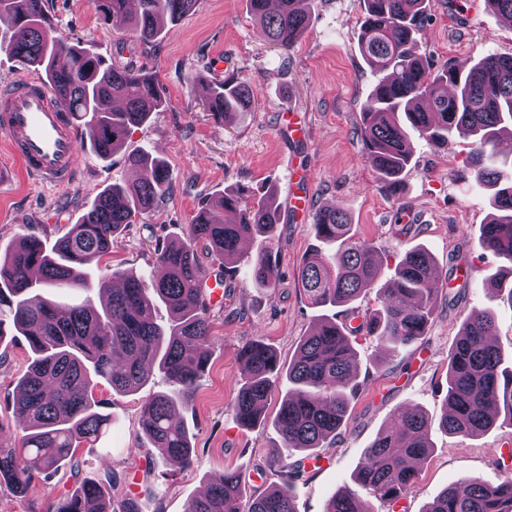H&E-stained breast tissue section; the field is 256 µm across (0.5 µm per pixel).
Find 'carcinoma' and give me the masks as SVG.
<instances>
[{"instance_id":"cac0c4a2","label":"carcinoma","mask_w":512,"mask_h":512,"mask_svg":"<svg viewBox=\"0 0 512 512\" xmlns=\"http://www.w3.org/2000/svg\"><path fill=\"white\" fill-rule=\"evenodd\" d=\"M92 0L104 20L131 29L140 43L158 40L165 22L179 20L197 0ZM249 0L250 10L272 43L287 49L305 32L307 0ZM360 53L379 75L362 108L360 136L373 167L391 191L412 160L411 133L421 132L435 145L456 136L470 146L469 165L476 182L498 187L497 214L480 228L481 248L512 264V164L498 160L495 145L512 127V56L486 54L467 72L449 67L433 75L412 50L427 17V0H364ZM0 51L19 65L45 74L88 136L92 152L106 160L118 152L131 128L148 122L165 105L153 76L143 68L116 66L81 46L52 39L48 0H0ZM257 93L245 80L230 75L208 81L206 106L212 118L234 121L255 111ZM126 162L140 172L133 183H112L95 197L90 209L70 225L51 247L31 230L17 238L0 258V338L7 329L25 337L33 354L17 382L14 405L25 418L24 434L14 440L0 434V487L25 494L36 481L61 472L76 478V487L51 505L49 512H138L134 499L111 498L112 469L101 463L98 478L78 479L82 445L93 446L112 426V415L99 411L94 397L98 380L117 393L143 389L156 374L168 391L148 395L141 407L139 441L157 449L170 465L186 469L196 461L189 430L172 423L177 407L192 405L196 384L210 362L213 348L204 270L194 249L203 241L224 277L236 273L240 245L258 240L247 260L252 283L272 288L278 277L272 241L279 226L274 192L254 198L244 187L226 188L207 202L185 238L155 254L161 274L152 279L115 271L120 288L110 280L97 283L108 292L98 310L86 300L62 305L46 297L50 290L92 289L86 268L112 254L114 240L134 221L153 212L171 188L164 161L134 151ZM315 236L334 245L329 253L314 251L303 259L299 278L308 303L340 308L341 320L324 316L301 338L295 358L283 365L262 339L247 341L240 357L246 366L233 410L245 427L261 422L271 395L272 377L285 375V393L275 426L285 450H302L317 459L346 424L357 394L356 351L351 338H371L380 348L409 345L423 338L433 314V300L444 297V283L433 273V256L423 248L404 253L380 293V308L358 304L374 287L382 262L369 240L354 238L343 210L321 208L313 216ZM168 307L166 325L154 319L159 304ZM492 315L471 311L448 351V394L439 426L460 437L483 435L493 428H512V365L500 346L490 341ZM432 423L419 409L399 410L366 448L354 482L389 504L404 498L418 481L412 461L430 451ZM300 461L277 471L279 482L243 500L238 474L226 470L192 498L186 512H297L292 494L304 474ZM325 512H367L350 486H341ZM425 512H512V478L489 487L465 477L446 488Z\"/></svg>"}]
</instances>
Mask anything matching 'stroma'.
<instances>
[{"mask_svg": "<svg viewBox=\"0 0 512 512\" xmlns=\"http://www.w3.org/2000/svg\"><path fill=\"white\" fill-rule=\"evenodd\" d=\"M429 12L415 52L432 72L449 66L469 69L488 53L512 55V23L500 19L486 0H429ZM51 13L59 42L153 72L166 107L132 128L123 149L110 159L82 150L73 180L57 189L28 179L0 133V254L31 227L55 242L104 187L135 180L125 157L138 149L167 162L172 192L152 215L127 229L105 264L91 267L90 282L115 271L149 272L156 250L185 237L202 203L225 187L240 184L258 195L273 189L281 211L274 245L280 273L275 287L257 288L238 276L224 281V271L205 243L196 246L206 283L223 280L224 297L211 304V361L192 405L176 411L193 433L195 466L177 469L155 450L139 446L142 402L147 392L165 389L162 378L134 394L116 393L104 381L95 388V398L112 415V427L94 448H79L78 454L88 475L101 462L110 463L116 476L114 497L136 498L140 512H185L188 500L205 489L209 478L227 469L236 470L250 492L276 482L271 451L279 447L280 437L274 420L288 381L283 376L276 380L262 422L242 427L233 411L243 378L239 351L246 341L260 337L282 362H290L300 339L319 318L321 311L308 304L297 271L316 243L311 224L320 208L344 210L354 233L381 249L385 268L379 287L385 286L399 258L416 246L432 254L442 275L450 257H464L474 280L456 305L437 298L423 341L383 355L374 342L358 339V393L334 443L320 449L315 469L298 480V512H324L330 496L351 483L365 449L396 409L420 408L432 422H439L448 393V351L470 310L492 313L495 341L512 357V299L485 281L492 274L507 276L508 263L478 244L479 228L492 208L488 191L470 172L468 146L454 140L439 147L414 136L413 161L395 193L384 185L363 149L359 116L377 81L359 51L363 0H309V25L287 50L263 40L248 0H198L189 15L167 25L162 38L147 47L130 31L104 22L91 0H53ZM232 73L256 90L258 107L227 125L208 114L204 92L192 79ZM291 161L305 174L310 193L308 208L298 214L288 200ZM31 360L24 337L0 340V429L13 436L23 425L14 406L15 386ZM430 443L418 482L396 505L380 503L362 491L370 512H423L460 478L476 476L496 484L512 476V460L506 458L512 453V429L462 438L435 427ZM70 486L64 478L39 481L23 499L1 490L0 512H46Z\"/></svg>", "mask_w": 512, "mask_h": 512, "instance_id": "obj_1", "label": "stroma"}]
</instances>
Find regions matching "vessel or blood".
<instances>
[{
	"label": "vessel or blood",
	"instance_id": "b4317fda",
	"mask_svg": "<svg viewBox=\"0 0 512 512\" xmlns=\"http://www.w3.org/2000/svg\"><path fill=\"white\" fill-rule=\"evenodd\" d=\"M0 131L12 153L34 180L68 184L75 174L78 127L44 84L25 81L0 90Z\"/></svg>",
	"mask_w": 512,
	"mask_h": 512
}]
</instances>
